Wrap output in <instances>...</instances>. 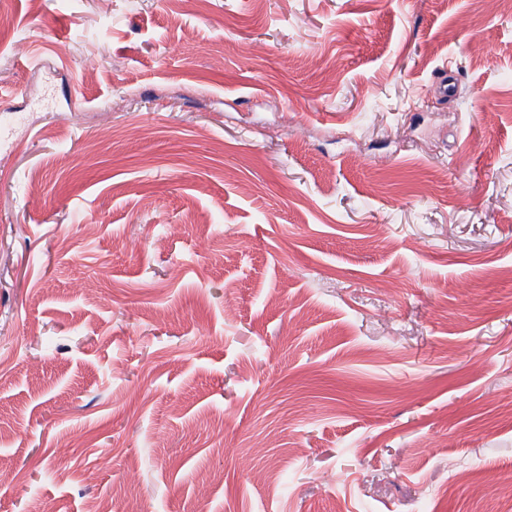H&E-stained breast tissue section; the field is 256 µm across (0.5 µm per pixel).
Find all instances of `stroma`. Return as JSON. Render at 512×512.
<instances>
[{
	"label": "stroma",
	"mask_w": 512,
	"mask_h": 512,
	"mask_svg": "<svg viewBox=\"0 0 512 512\" xmlns=\"http://www.w3.org/2000/svg\"><path fill=\"white\" fill-rule=\"evenodd\" d=\"M0 14V512L512 501V12Z\"/></svg>",
	"instance_id": "1"
}]
</instances>
